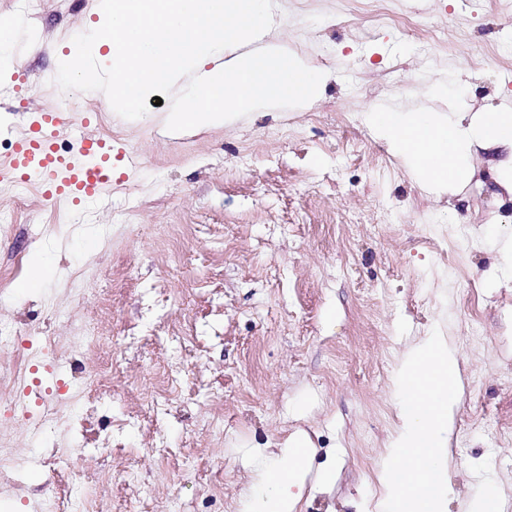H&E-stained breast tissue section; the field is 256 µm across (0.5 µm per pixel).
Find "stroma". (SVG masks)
<instances>
[{"instance_id": "1", "label": "stroma", "mask_w": 512, "mask_h": 512, "mask_svg": "<svg viewBox=\"0 0 512 512\" xmlns=\"http://www.w3.org/2000/svg\"><path fill=\"white\" fill-rule=\"evenodd\" d=\"M95 5L45 0L0 65V162L33 111L64 109L119 147L121 173L78 206L0 183V268L43 267L30 291L0 279V324L61 355L30 369L21 405L0 372V512H44L62 473L75 512H242L257 459L298 428L311 471L335 468L336 483L305 489L297 512H380L396 366L436 328L464 385L448 512L488 480L512 512V265L492 245L512 234V199L482 152L453 202L435 198L365 119L511 103L512 0H274L272 38L330 74L320 100L176 136L155 96L127 120L56 84ZM47 406L64 422L46 442ZM47 445L65 451L52 469Z\"/></svg>"}]
</instances>
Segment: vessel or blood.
<instances>
[{
  "label": "vessel or blood",
  "mask_w": 512,
  "mask_h": 512,
  "mask_svg": "<svg viewBox=\"0 0 512 512\" xmlns=\"http://www.w3.org/2000/svg\"><path fill=\"white\" fill-rule=\"evenodd\" d=\"M68 128L64 113L40 112L38 120L17 140L11 160L0 166V181L31 182L50 204L94 197L110 189L115 179L111 142L82 132L75 135L66 152H58L56 141Z\"/></svg>",
  "instance_id": "vessel-or-blood-1"
}]
</instances>
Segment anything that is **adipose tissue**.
Here are the masks:
<instances>
[{
    "mask_svg": "<svg viewBox=\"0 0 512 512\" xmlns=\"http://www.w3.org/2000/svg\"><path fill=\"white\" fill-rule=\"evenodd\" d=\"M367 120L424 188L440 195L458 193L472 175L468 159L478 147L496 153L500 186L512 194L511 106L451 115L383 108L369 112ZM313 452L306 435L289 438L259 475L263 494L249 498L244 512H294Z\"/></svg>",
    "mask_w": 512,
    "mask_h": 512,
    "instance_id": "obj_1",
    "label": "adipose tissue"
}]
</instances>
